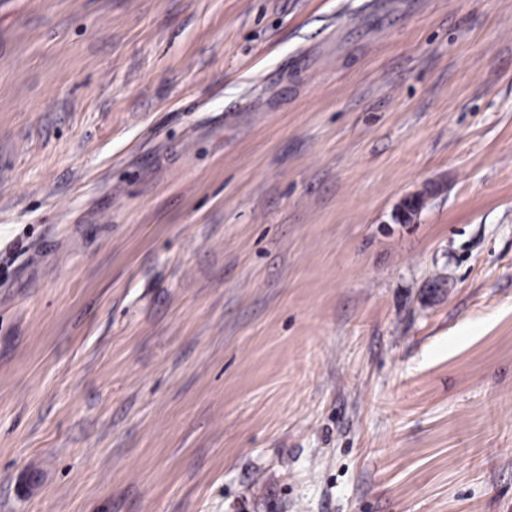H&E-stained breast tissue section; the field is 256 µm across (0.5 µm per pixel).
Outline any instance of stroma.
<instances>
[{"label": "stroma", "instance_id": "35a3bbf8", "mask_svg": "<svg viewBox=\"0 0 512 512\" xmlns=\"http://www.w3.org/2000/svg\"><path fill=\"white\" fill-rule=\"evenodd\" d=\"M0 512H512V0H0Z\"/></svg>", "mask_w": 512, "mask_h": 512}]
</instances>
